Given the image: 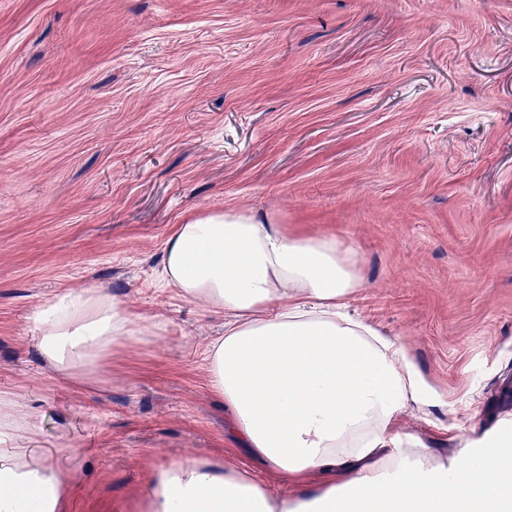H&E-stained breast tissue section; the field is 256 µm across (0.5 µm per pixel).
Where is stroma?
<instances>
[{
    "label": "stroma",
    "instance_id": "obj_1",
    "mask_svg": "<svg viewBox=\"0 0 512 512\" xmlns=\"http://www.w3.org/2000/svg\"><path fill=\"white\" fill-rule=\"evenodd\" d=\"M231 208L356 249L352 311L429 389L405 446L512 427V0H0V448L55 465L60 512H140L163 465L260 470L208 384L223 316L160 285L175 224ZM91 288L145 333L67 378L33 315Z\"/></svg>",
    "mask_w": 512,
    "mask_h": 512
}]
</instances>
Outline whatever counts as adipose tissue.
<instances>
[{"label":"adipose tissue","instance_id":"1","mask_svg":"<svg viewBox=\"0 0 512 512\" xmlns=\"http://www.w3.org/2000/svg\"><path fill=\"white\" fill-rule=\"evenodd\" d=\"M162 268L178 296L225 314L205 351L209 386L240 442L297 492L231 463L167 465L144 512H512V458L498 449L448 462L400 450L394 421L424 403V386L404 346L348 314L363 285L353 247L234 208L175 225ZM35 323L42 355L69 376L104 367L137 333L99 289L55 296ZM63 493L51 464L0 452V512H58Z\"/></svg>","mask_w":512,"mask_h":512}]
</instances>
